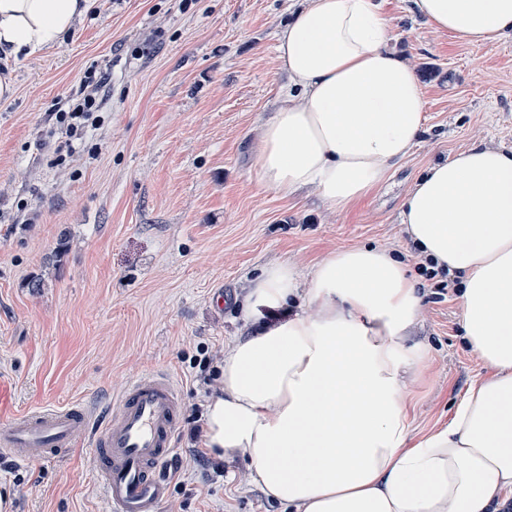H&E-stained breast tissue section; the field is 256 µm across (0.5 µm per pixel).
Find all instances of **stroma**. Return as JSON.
<instances>
[{
    "instance_id": "1",
    "label": "stroma",
    "mask_w": 512,
    "mask_h": 512,
    "mask_svg": "<svg viewBox=\"0 0 512 512\" xmlns=\"http://www.w3.org/2000/svg\"><path fill=\"white\" fill-rule=\"evenodd\" d=\"M391 46L418 75L427 121L411 154L348 211L305 190L282 198L251 178L260 126L288 83L277 34L306 0H95L60 46L8 62L14 95L0 99V424L25 410L81 402L104 413L130 379L169 373L183 408L196 402L190 359L250 330L242 312L253 276L282 260L309 270L338 247L376 245L400 258L410 243L400 206L432 164L471 145L512 149V34L468 45L428 23L413 0H378ZM108 71L103 125L71 171L40 143L85 77ZM32 223L12 225L17 201ZM223 291V307L212 295ZM459 298L423 305L409 343L426 350L408 382L413 430L448 424L484 371L465 346ZM190 416L166 512H282L250 478L245 456L223 476L196 463ZM93 449L64 459L0 462V493L23 481L12 512H104Z\"/></svg>"
}]
</instances>
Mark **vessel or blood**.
Here are the masks:
<instances>
[{"instance_id":"b4317fda","label":"vessel or blood","mask_w":512,"mask_h":512,"mask_svg":"<svg viewBox=\"0 0 512 512\" xmlns=\"http://www.w3.org/2000/svg\"><path fill=\"white\" fill-rule=\"evenodd\" d=\"M181 418L175 380L148 372L130 381L101 419L79 402L14 415L0 427V455L22 463L57 459L89 438L108 512H161L171 488L163 465L175 452Z\"/></svg>"}]
</instances>
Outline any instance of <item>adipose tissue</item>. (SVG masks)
<instances>
[{
  "label": "adipose tissue",
  "instance_id": "ef3b65f1",
  "mask_svg": "<svg viewBox=\"0 0 512 512\" xmlns=\"http://www.w3.org/2000/svg\"><path fill=\"white\" fill-rule=\"evenodd\" d=\"M470 45L512 32V0H414ZM91 0H0V55L60 45ZM376 0H308L277 35L286 105L264 121L253 179L314 190L343 212L407 158L421 83L389 43ZM411 244L461 277L464 338L485 365L448 425L414 435L409 347L424 295L378 246L341 247L309 271L265 267L246 299L287 319L224 350L207 445L243 453L284 512H502L512 500V150L471 146L431 165L401 204Z\"/></svg>",
  "mask_w": 512,
  "mask_h": 512
}]
</instances>
